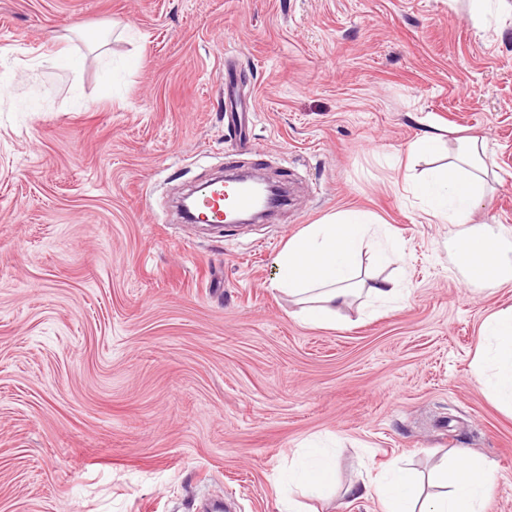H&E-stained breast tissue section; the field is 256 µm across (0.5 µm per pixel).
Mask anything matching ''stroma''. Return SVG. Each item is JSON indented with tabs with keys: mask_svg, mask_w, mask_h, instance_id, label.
<instances>
[{
	"mask_svg": "<svg viewBox=\"0 0 512 512\" xmlns=\"http://www.w3.org/2000/svg\"><path fill=\"white\" fill-rule=\"evenodd\" d=\"M470 0H0V512H281L327 449L339 490L454 449L512 512V414L476 368L512 283L465 284L449 225L405 190L412 141L485 139L476 224L512 242V18ZM68 54L49 57L60 48ZM248 113L228 124L225 88ZM231 167L289 185L277 221L193 232L175 197ZM373 214L403 249L394 310L296 318L275 259Z\"/></svg>",
	"mask_w": 512,
	"mask_h": 512,
	"instance_id": "stroma-1",
	"label": "stroma"
}]
</instances>
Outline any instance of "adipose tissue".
Wrapping results in <instances>:
<instances>
[{"instance_id":"ef3b65f1","label":"adipose tissue","mask_w":512,"mask_h":512,"mask_svg":"<svg viewBox=\"0 0 512 512\" xmlns=\"http://www.w3.org/2000/svg\"><path fill=\"white\" fill-rule=\"evenodd\" d=\"M490 172L487 144L478 138L460 140L447 164L407 190L422 200L429 218L453 228L451 249L462 259L464 280L471 285L496 287L512 281V253L494 225H474L473 217L486 197ZM373 226L370 213L341 211L309 225L292 237L276 259V289L297 298L303 323L329 326L340 311L362 295L381 305L394 301L396 280L382 278L364 284L360 258ZM484 343L478 362L492 368L487 387L495 399L512 410V308L493 313L482 326ZM431 480L438 494L418 497L414 477L398 472L382 483L355 481L343 489L346 498L378 497L385 512H483L495 474L482 459L466 449L440 465Z\"/></svg>"}]
</instances>
